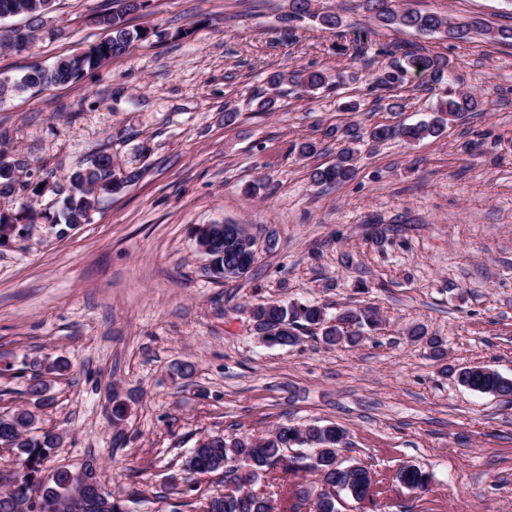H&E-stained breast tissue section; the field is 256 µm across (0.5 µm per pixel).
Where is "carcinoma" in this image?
<instances>
[{"label": "carcinoma", "instance_id": "1", "mask_svg": "<svg viewBox=\"0 0 512 512\" xmlns=\"http://www.w3.org/2000/svg\"><path fill=\"white\" fill-rule=\"evenodd\" d=\"M139 0H130V5L101 15L100 24L111 31L109 37L87 54L60 58L50 68L34 67L20 78L8 84L0 83V98L25 92L31 88L48 84H67L80 79L85 73L98 68L124 54L134 44L145 40L148 32L131 29L124 15L137 9ZM314 0H288V21L309 18L325 30L339 29L341 17L332 12H318L313 8ZM366 12L376 28L353 39L354 58L365 53L373 44L371 37L381 29H411L429 36L444 34L456 40L466 41L474 34L490 33L485 22L478 17L458 23L450 16L438 13H422L414 9L410 0H362ZM51 6V0H0V15H27L37 21ZM414 75L423 80L425 86L444 85L440 89L435 109L429 119L409 125H374L363 127L348 123L336 128L343 148L336 162L310 171V180L316 185L343 184L355 178L358 156L354 145L360 142H383L397 138L407 145L428 137H438L463 118L468 112H476L482 105L480 99L470 92L453 89L458 77L449 60L423 48L412 47L403 53V63L393 66L379 75L372 88L392 92L403 86L406 78ZM289 82L303 93L309 94L332 88L330 76L320 69H299L278 72L269 79L273 93L259 101V110L273 112L277 108L275 90ZM112 157L101 156L98 167L88 173L76 171L57 188L64 196L62 218L52 220V226L65 224L72 228L86 221L87 211L95 208L98 195L88 186L97 184L104 194L111 193ZM196 246L207 257L206 271L214 279H234L243 276L256 260L254 240L242 227L230 233L223 224H212L203 230ZM250 314L254 330L261 340L271 346H297L301 343V330L307 327L321 329L322 339L328 347H355L364 339L365 331L375 330L379 319L371 309L348 308L333 318L325 308L315 303L260 301L251 305ZM41 365L32 369L26 393L35 403L47 405V384L42 380ZM460 384L474 392L512 397V378L486 366L465 367L457 373ZM128 406L118 395L112 396V447L126 444L122 422ZM33 412L28 408H17L12 413L0 416V447L16 451L19 467L7 476L0 474V512H50L47 503L58 504L56 512H74L71 496L69 470L55 471L51 482L39 480L41 466L51 450L59 444V437L50 433H32ZM346 431L335 423L306 424L302 428L280 424L271 433L255 437L243 434L231 439L222 435H208L196 441L190 450L183 468L181 494L189 497L199 492L197 476L218 473L226 487L235 486L238 491L223 497L215 496L204 502V512H271L270 500L252 492V486L260 480L275 481L278 472L288 473V449H307L303 455L306 467L315 475L314 486L304 490L292 512H338L336 495L323 494L321 489L329 486L344 492L355 500H362L367 488L376 484L374 473L365 465L355 462L343 465L338 457L340 448L346 445ZM85 474L92 481L88 502L83 512H123L120 504L104 490L96 464L84 466ZM404 486L427 489L430 476L416 465H405L397 473Z\"/></svg>", "mask_w": 512, "mask_h": 512}]
</instances>
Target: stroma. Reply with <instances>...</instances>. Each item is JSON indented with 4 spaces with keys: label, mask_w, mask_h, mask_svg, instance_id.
<instances>
[{
    "label": "stroma",
    "mask_w": 512,
    "mask_h": 512,
    "mask_svg": "<svg viewBox=\"0 0 512 512\" xmlns=\"http://www.w3.org/2000/svg\"><path fill=\"white\" fill-rule=\"evenodd\" d=\"M423 12L512 26V0H412ZM116 0H52L50 35L9 50L21 16L0 19V74L51 66L108 35ZM287 0H148L127 17L145 41L77 81L0 100V160L18 164L0 210L53 208L37 192L98 154L139 177L101 197L92 221L63 238L34 233L0 247V415L26 404L32 363L62 358L36 431L61 438L46 470L96 460L128 512H159L200 436L333 422L343 459L370 467L373 504L341 496L339 512H512V402L470 391L454 372L484 365L512 377V46L385 30L359 61L310 20L285 22ZM415 43L452 63L483 109L440 138L361 145L347 183H311L335 162L333 130L413 124L437 94L407 84L404 109L368 96V81ZM322 69L337 92L286 85L273 112L253 98L275 71ZM362 100L345 112L342 101ZM238 117L226 123V110ZM311 139L302 158L293 144ZM244 225L257 260L215 281L191 235ZM307 299L329 314L369 307L381 323L354 348L264 346L250 306ZM422 328L426 338L414 340ZM445 350L436 358L428 339ZM177 363L193 365L182 380ZM128 405L112 445L113 394ZM415 464L427 491L398 482Z\"/></svg>",
    "instance_id": "1"
}]
</instances>
